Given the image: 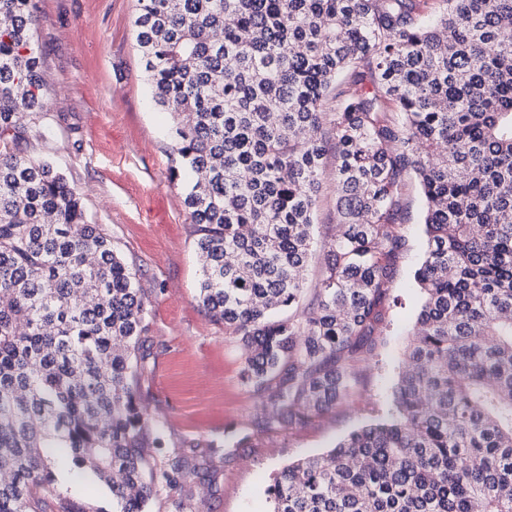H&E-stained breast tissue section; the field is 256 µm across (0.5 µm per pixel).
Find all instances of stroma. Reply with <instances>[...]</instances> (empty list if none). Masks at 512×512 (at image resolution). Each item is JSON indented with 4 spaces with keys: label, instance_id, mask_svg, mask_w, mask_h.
<instances>
[{
    "label": "stroma",
    "instance_id": "obj_1",
    "mask_svg": "<svg viewBox=\"0 0 512 512\" xmlns=\"http://www.w3.org/2000/svg\"><path fill=\"white\" fill-rule=\"evenodd\" d=\"M50 105L28 152L53 161L79 193L91 223L102 225L133 264L148 299L144 368L134 383L152 430L143 450L160 471L182 448L214 451L203 480L160 488L148 512H271L269 487L288 463L327 451L353 430L396 415L393 390L407 334L422 302L414 279L426 250L423 199L406 176L397 230L403 247L358 383L335 407L302 424L264 432L253 423L264 400L243 377L235 337L197 298V233L184 189L169 181L172 119L150 100L134 27L137 0H35ZM334 157L316 211L314 253L305 272L313 291L336 226ZM47 512H110L109 490L64 459Z\"/></svg>",
    "mask_w": 512,
    "mask_h": 512
}]
</instances>
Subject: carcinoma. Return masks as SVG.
Segmentation results:
<instances>
[{
    "label": "carcinoma",
    "mask_w": 512,
    "mask_h": 512,
    "mask_svg": "<svg viewBox=\"0 0 512 512\" xmlns=\"http://www.w3.org/2000/svg\"><path fill=\"white\" fill-rule=\"evenodd\" d=\"M136 42L188 175L198 300L272 415L300 424L353 388L402 246L404 177L426 202L424 301L398 417L294 461L273 512H512V0H138ZM0 512H43L55 453L146 512L133 382L137 274L66 175L25 148L47 111L34 0H0ZM337 234L302 303L324 158Z\"/></svg>",
    "instance_id": "carcinoma-1"
}]
</instances>
